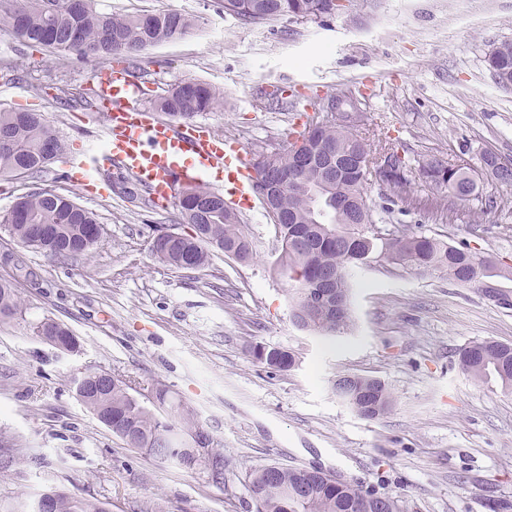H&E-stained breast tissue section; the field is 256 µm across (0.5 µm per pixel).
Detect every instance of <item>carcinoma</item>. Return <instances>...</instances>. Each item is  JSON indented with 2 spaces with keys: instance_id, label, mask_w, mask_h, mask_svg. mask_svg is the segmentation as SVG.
Instances as JSON below:
<instances>
[{
  "instance_id": "cac0c4a2",
  "label": "carcinoma",
  "mask_w": 512,
  "mask_h": 512,
  "mask_svg": "<svg viewBox=\"0 0 512 512\" xmlns=\"http://www.w3.org/2000/svg\"><path fill=\"white\" fill-rule=\"evenodd\" d=\"M224 11L250 24L288 16L297 21L318 20L337 12L336 0H222ZM190 19L178 11L113 14L98 11L94 0H0V29L10 31L29 47H38L64 56L77 52L104 61L123 60L136 66L141 54L151 47L183 38L191 28ZM487 64L497 85L512 89V42L491 47ZM48 78L65 99L79 105H92L93 97L70 91L62 71H47ZM219 99L216 90L194 78H183L168 85L153 102L157 112L173 121H187L211 108ZM298 136L305 150L315 157L306 167L298 166L293 145L271 154L266 164L281 175L279 187L268 205L283 214L286 223L275 225L279 242L273 272L286 275L298 284L292 298L291 316L302 321L307 331L334 336L349 330L352 319L348 301V270L381 257L392 265L421 275L448 274V280L473 289L496 305L512 308V266L492 260L485 252L457 248L432 236L371 231L375 221L365 198L369 181L367 162L377 156L369 141L360 136L350 116L340 123L317 120ZM65 152V144L42 114L29 110H0V179L8 182L33 177ZM391 177L386 179L388 200L409 204L410 186L416 178L467 201L476 195L479 173L464 170L428 155L411 164L394 148H385ZM500 157L483 155L484 169L498 181L512 185V178L499 175ZM200 202L196 212H181L183 222L193 226L195 237L189 248L172 245L152 249L162 263L177 268L191 256L203 267L211 250L247 266L254 260L252 241L239 230L237 211L226 206L219 194L203 184L186 185L178 190ZM10 232L27 247L52 257H68L88 252L96 240L88 237L96 215L69 197L48 189H35L14 201L3 217ZM322 288L338 294L344 307L315 313L309 294L317 281ZM21 313L16 289L0 281V322ZM37 336L62 350L71 351L76 342L65 325L53 320L37 326ZM253 357L272 370H289L295 356L280 346L256 345ZM463 371L481 382L491 380L512 387V345L493 340L472 341L458 351ZM336 396L359 415L376 419L392 404L390 391L376 378L354 375L348 388L335 389ZM82 403L113 434L146 455L171 459L182 467L207 470L209 481L224 483V455L213 447V439L199 427L193 411L179 404H168L167 392L158 389L149 409L128 391V385L112 377L101 384L89 373L78 384ZM272 464L254 468L246 484L255 512H405L401 496L380 495L359 484H330L328 476L310 475L304 467L279 465L274 478L267 475ZM50 512H105L101 504L74 498L58 490L43 493Z\"/></svg>"
}]
</instances>
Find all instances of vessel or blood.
Instances as JSON below:
<instances>
[{"label":"vessel or blood","instance_id":"1","mask_svg":"<svg viewBox=\"0 0 512 512\" xmlns=\"http://www.w3.org/2000/svg\"><path fill=\"white\" fill-rule=\"evenodd\" d=\"M102 88L108 102L101 112L105 146L70 161L85 182H95L97 171L114 164L132 174L162 207L179 183L205 178L223 184L230 205L250 206L254 171L239 143L198 122L174 124L133 105L136 86L126 74L106 75Z\"/></svg>","mask_w":512,"mask_h":512}]
</instances>
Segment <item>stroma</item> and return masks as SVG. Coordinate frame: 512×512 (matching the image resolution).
I'll return each mask as SVG.
<instances>
[{
    "label": "stroma",
    "mask_w": 512,
    "mask_h": 512,
    "mask_svg": "<svg viewBox=\"0 0 512 512\" xmlns=\"http://www.w3.org/2000/svg\"><path fill=\"white\" fill-rule=\"evenodd\" d=\"M102 12L175 10L193 27L154 46L132 76L137 106L177 79L211 85L219 101L197 121L241 143L249 155L287 148L292 128L344 90L362 95L358 127L373 147L408 159L437 155L461 168L490 150L512 159V90L486 63L492 44L512 40V0H353L317 22L281 17L247 24L218 0H96ZM57 56L0 30V108L42 112L75 152L102 148L97 107L71 108L50 87L24 79ZM71 84L98 88L110 64L70 54ZM68 160L0 193V218L15 198L49 189L92 210L101 228L87 254L50 257L20 244L0 221V279L12 281L21 312L0 323V512H17L56 488L106 504L109 512H253L245 486L268 463L319 468L378 492L400 495L407 512H512V391L464 374L457 352L479 339L512 344V309L480 299L447 275L423 276L382 262L349 271L354 325L338 336L295 326V283L272 274L273 219L262 204L241 215L256 260L242 266L213 253L197 270L160 263L158 231L188 233L176 204L146 193L128 202L107 182L82 192ZM410 212L384 211L366 186L376 223L444 239L512 264V186L485 176L475 199L448 204L416 181ZM51 318L77 341L62 351L35 328ZM292 351L275 371L252 345ZM107 371L147 400L156 389L191 408L224 455V484L128 447L77 394L87 373ZM350 373L380 379L390 411L358 416L332 383Z\"/></svg>",
    "instance_id": "1"
}]
</instances>
